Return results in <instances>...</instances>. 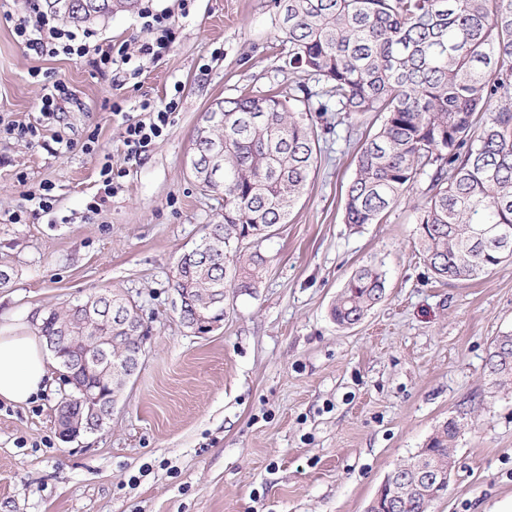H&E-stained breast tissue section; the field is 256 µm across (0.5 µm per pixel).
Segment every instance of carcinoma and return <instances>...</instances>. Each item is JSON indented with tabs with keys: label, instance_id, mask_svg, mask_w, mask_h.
<instances>
[{
	"label": "carcinoma",
	"instance_id": "1",
	"mask_svg": "<svg viewBox=\"0 0 512 512\" xmlns=\"http://www.w3.org/2000/svg\"><path fill=\"white\" fill-rule=\"evenodd\" d=\"M50 11L74 24L131 7L133 0H104L93 12L86 0H45ZM291 49L288 69L328 86L317 112L330 106L348 115L378 112L376 131L362 143L345 204V223L376 224L425 178L416 207L417 244L436 278L475 280L512 260V232L497 242L479 240L486 224L512 226V0H274ZM224 175L195 169L203 188L224 194V223L201 237L205 252L184 253L173 287L199 310L224 316V290L256 287L262 278L259 243L305 192L319 141L311 112L277 92L243 91L224 99ZM384 279L372 265L358 268L336 296V325L360 322L382 298ZM112 302L129 315L118 293L84 302ZM72 307L48 310L38 333L59 336L56 357L66 369L70 340L63 327ZM121 355L141 351L143 339L126 336ZM492 388L512 389L509 359L490 358ZM464 424H440L418 458L448 470ZM425 485L396 486V512H429Z\"/></svg>",
	"mask_w": 512,
	"mask_h": 512
}]
</instances>
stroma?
I'll return each mask as SVG.
<instances>
[{
    "label": "stroma",
    "mask_w": 512,
    "mask_h": 512,
    "mask_svg": "<svg viewBox=\"0 0 512 512\" xmlns=\"http://www.w3.org/2000/svg\"><path fill=\"white\" fill-rule=\"evenodd\" d=\"M175 16L161 59L113 84L89 60L29 50L14 34L25 0H0V121L35 123L41 88L65 84L57 121L34 140L0 133V315L36 314L119 291L150 333L111 420L72 441L55 429L71 393L59 369L36 400L0 402V512H366L384 478L434 429L463 419L448 490L430 512H501L512 502V392H493V339L512 333V262L473 281L439 280L415 242L414 192L379 223L344 220L356 153L377 127L352 116L321 135L309 186L262 242L265 273L228 294L224 319L193 333L173 271L224 196L188 166L204 112L240 90L317 79L289 72L272 0H157ZM100 45L136 48L135 9L91 23ZM176 101L145 158L127 159L115 108ZM111 163L114 189L101 169ZM50 186L51 211L31 192ZM20 223H11L13 214ZM363 264L384 295L357 324L330 310Z\"/></svg>",
    "instance_id": "obj_1"
}]
</instances>
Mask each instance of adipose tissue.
Wrapping results in <instances>:
<instances>
[{
  "instance_id": "1",
  "label": "adipose tissue",
  "mask_w": 512,
  "mask_h": 512,
  "mask_svg": "<svg viewBox=\"0 0 512 512\" xmlns=\"http://www.w3.org/2000/svg\"><path fill=\"white\" fill-rule=\"evenodd\" d=\"M53 361L38 333L14 316L0 318V399L24 404L44 391Z\"/></svg>"
}]
</instances>
